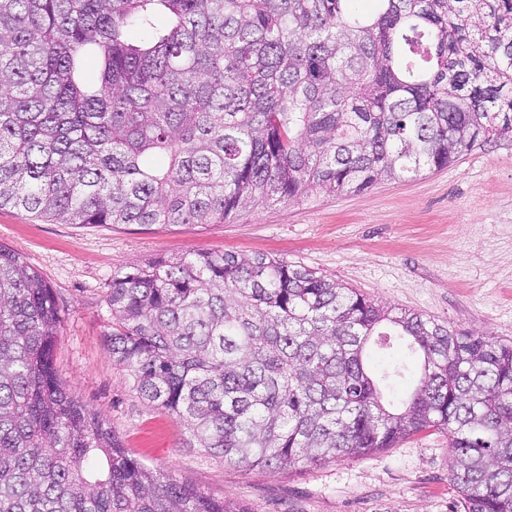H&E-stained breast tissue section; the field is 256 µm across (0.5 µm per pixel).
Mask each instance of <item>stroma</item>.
<instances>
[{"label":"stroma","mask_w":512,"mask_h":512,"mask_svg":"<svg viewBox=\"0 0 512 512\" xmlns=\"http://www.w3.org/2000/svg\"><path fill=\"white\" fill-rule=\"evenodd\" d=\"M0 244L21 253L65 306L54 366L125 448L248 512H464L448 435L317 466L248 469L187 447L181 421L142 399L106 345L112 274L181 253L272 254L379 305L512 341V135L447 168L338 196L276 202L224 224H57L0 209Z\"/></svg>","instance_id":"35a3bbf8"}]
</instances>
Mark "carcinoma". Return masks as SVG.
Returning a JSON list of instances; mask_svg holds the SVG:
<instances>
[{
  "label": "carcinoma",
  "instance_id": "1",
  "mask_svg": "<svg viewBox=\"0 0 512 512\" xmlns=\"http://www.w3.org/2000/svg\"><path fill=\"white\" fill-rule=\"evenodd\" d=\"M0 0V208L224 224L441 169L512 133V0ZM99 70L96 84L82 71ZM112 361L189 447L275 468L448 433L466 512H512V342L282 258L112 273ZM64 311L0 244V512H247L150 467L54 366ZM422 358L374 375L395 342Z\"/></svg>",
  "mask_w": 512,
  "mask_h": 512
}]
</instances>
